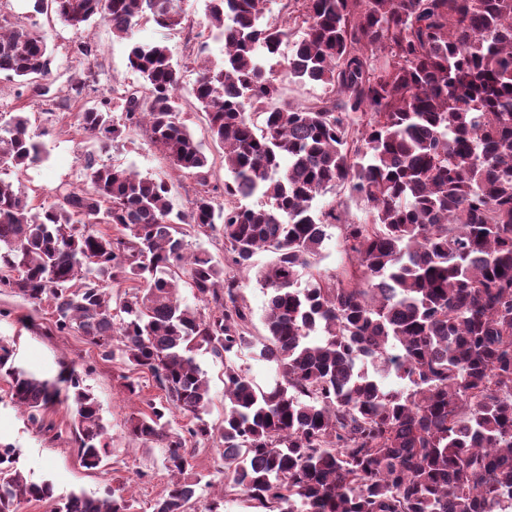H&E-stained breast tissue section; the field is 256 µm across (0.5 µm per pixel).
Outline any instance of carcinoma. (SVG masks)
I'll use <instances>...</instances> for the list:
<instances>
[{
    "label": "carcinoma",
    "instance_id": "cac0c4a2",
    "mask_svg": "<svg viewBox=\"0 0 512 512\" xmlns=\"http://www.w3.org/2000/svg\"><path fill=\"white\" fill-rule=\"evenodd\" d=\"M208 0L207 26L224 40L191 96L223 150L224 186L182 116L180 65L162 43L133 40L142 21L174 29L179 0H34L75 30L100 18L129 41L143 83L115 104L76 115L102 144L141 124L179 172L201 186L174 211L166 178L81 162L84 185L34 203L0 176V291L50 309L59 334L77 332L104 361L120 360L129 395L146 371L163 392L129 418L131 434L163 449L170 480L153 512H191L200 480L194 446L222 447L224 500L253 512H512V0ZM288 78L322 97L282 98L265 61L290 37ZM47 36L0 26V73L33 88L50 74ZM121 108L123 122L112 116ZM23 112L0 114V169L44 160ZM344 198L316 209L317 196ZM366 219H349L352 205ZM342 226L348 266L326 276L317 257ZM217 234L238 271L253 257L268 290L266 334H251L242 282L187 233ZM307 275L305 287L299 286ZM185 279L202 308L184 304ZM261 345L282 380L261 387L231 355ZM224 362V420L204 418L210 381L199 350ZM0 342V374L34 424L72 402L78 455L101 467L107 428L73 367L41 380L14 366ZM398 380L389 385L385 378ZM178 410L185 429L169 428ZM0 444V512L31 501L53 512H133L108 487L56 503Z\"/></svg>",
    "mask_w": 512,
    "mask_h": 512
}]
</instances>
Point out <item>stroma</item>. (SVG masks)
Listing matches in <instances>:
<instances>
[{"mask_svg": "<svg viewBox=\"0 0 512 512\" xmlns=\"http://www.w3.org/2000/svg\"><path fill=\"white\" fill-rule=\"evenodd\" d=\"M206 0H183L185 20L182 27L168 30L147 22L138 27L136 36L145 42H161L168 46L180 66V95L183 118L195 140L213 163V180L224 181L222 152L210 138L205 113L190 96L197 77L198 65L188 59L193 45L206 43L203 55L207 64L224 59V42L211 34L206 26ZM36 24L48 35L52 51L51 74L47 79L50 91L40 97L20 86L17 81L0 74V113L27 112L31 131L40 133L48 152L43 163L9 177L29 196L51 199L58 186L82 183L80 159L91 153L104 164L137 172L141 176H165L170 185V199L175 208L188 209L195 194L192 178L172 172L169 161L153 145L148 129L139 128L130 139L113 143L103 150L98 143L78 131L73 115L80 104L69 98L70 84L87 78L85 102L95 103L103 96H117L141 82L127 61V43L115 37L103 21H93L88 32H80L63 23L54 13L31 12L28 0H0V20ZM91 41L96 61L86 65L77 55L81 42ZM47 310L34 308L10 292H0V340L12 351L16 366L36 376L52 380L67 366H76L83 385L96 397L108 429L110 455L98 470L85 468L78 456L72 412L67 405H57L44 415L43 427L32 425L27 414L11 400L7 378L0 377V442L12 444L15 466L37 482L53 483L57 496L73 491L102 495L112 480L125 482L135 503L134 512H153V505L163 494L169 476L162 465L159 446H143L127 429L128 418L146 402L159 400L162 392L149 373L138 375L140 393L130 397L123 387L126 372L121 362L103 361L96 346L87 338L73 333H48ZM193 472L205 482V497L220 494L224 487L221 450L213 443L195 452L191 459Z\"/></svg>", "mask_w": 512, "mask_h": 512, "instance_id": "35a3bbf8", "label": "stroma"}]
</instances>
